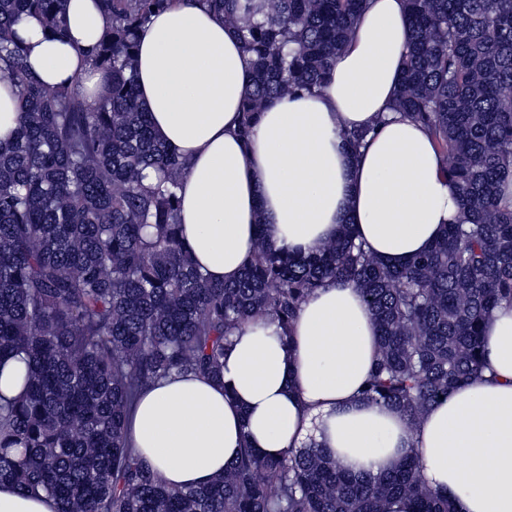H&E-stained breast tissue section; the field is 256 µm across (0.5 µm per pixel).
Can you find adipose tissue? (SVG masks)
<instances>
[{"label": "adipose tissue", "instance_id": "1", "mask_svg": "<svg viewBox=\"0 0 512 512\" xmlns=\"http://www.w3.org/2000/svg\"><path fill=\"white\" fill-rule=\"evenodd\" d=\"M106 26L96 0H69L64 38L34 16L17 31L43 83L97 98L109 77L89 52ZM409 38L406 0H367L325 86L276 99L245 139L238 35L202 0H178L137 31L139 99L156 137L186 161L181 234L206 277L237 281L261 235L305 252L349 221L368 253L397 268L442 236L459 211L456 193L428 130L394 109ZM350 131L367 134L354 152ZM377 336L360 289L326 280L300 305L287 339L275 323L245 324L219 378L151 383L127 438L170 487L209 481L246 447L277 457L313 441L364 477L417 456L423 480L458 512H512V302L485 318L480 375L413 424L363 396Z\"/></svg>", "mask_w": 512, "mask_h": 512}]
</instances>
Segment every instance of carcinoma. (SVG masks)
I'll list each match as a JSON object with an SVG mask.
<instances>
[{
	"label": "carcinoma",
	"mask_w": 512,
	"mask_h": 512,
	"mask_svg": "<svg viewBox=\"0 0 512 512\" xmlns=\"http://www.w3.org/2000/svg\"><path fill=\"white\" fill-rule=\"evenodd\" d=\"M67 2L0 0V80L21 112L0 143V369L24 365L23 394L0 401V481L44 492L57 512H385L398 496L417 512H457L416 458L365 478L313 441L280 457L246 448L221 477L169 488L124 427L144 386L218 376L234 329L287 328L329 278L360 288L377 323L367 399L413 423L482 371V322L512 302V0H408L395 109L431 130L454 184L461 212L443 236L397 269L351 224L307 253L261 233L231 284L194 265L177 213L185 160L138 101L136 32L173 0H98L110 25L92 61L110 88L95 102L42 83L16 30L33 15L64 36ZM365 2L204 0L241 33L242 136L277 97L324 86Z\"/></svg>",
	"instance_id": "cac0c4a2"
}]
</instances>
